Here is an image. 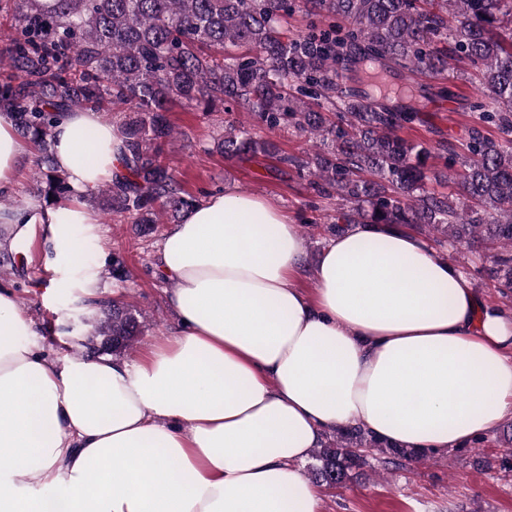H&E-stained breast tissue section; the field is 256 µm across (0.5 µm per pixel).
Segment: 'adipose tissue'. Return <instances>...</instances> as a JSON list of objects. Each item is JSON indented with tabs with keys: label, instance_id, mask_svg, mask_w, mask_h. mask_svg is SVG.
<instances>
[{
	"label": "adipose tissue",
	"instance_id": "obj_1",
	"mask_svg": "<svg viewBox=\"0 0 512 512\" xmlns=\"http://www.w3.org/2000/svg\"><path fill=\"white\" fill-rule=\"evenodd\" d=\"M53 162L79 196L124 171L99 112L67 113ZM32 148L0 113V195ZM97 218L31 199L0 208L12 241L33 225L67 262L74 225ZM304 244L264 197L209 196L171 224L158 266L178 335L133 360L48 361L14 293L0 290V512H322L300 465L356 425L441 450L512 419V315L398 224H353Z\"/></svg>",
	"mask_w": 512,
	"mask_h": 512
}]
</instances>
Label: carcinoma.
<instances>
[{
	"label": "carcinoma",
	"mask_w": 512,
	"mask_h": 512,
	"mask_svg": "<svg viewBox=\"0 0 512 512\" xmlns=\"http://www.w3.org/2000/svg\"><path fill=\"white\" fill-rule=\"evenodd\" d=\"M12 33L0 43V111L13 114L37 155L33 190L45 202L69 199L68 175L54 167L51 133L66 112L126 106L120 123L125 174L100 191L101 210L141 232L166 218L178 222L200 200L183 191L163 161L175 138L166 112L180 100L204 112L235 106L271 132L292 128L316 140L298 157L279 154L242 126L229 125L215 144L226 160L263 153L312 178L342 202L330 231L349 224H401L441 236L451 246L499 248L490 269L512 296V144L487 137L482 125L512 129V0H5ZM314 18L308 32L288 34L283 19ZM367 55L388 75L453 73L470 66L488 100L470 110L463 152L431 173L428 149L396 134L416 113L361 99L357 67ZM452 184L425 189L430 177ZM94 334L114 353L140 334L134 313L102 311ZM387 448L420 460L361 427H339L314 450L311 472L339 487L365 453Z\"/></svg>",
	"instance_id": "cac0c4a2"
}]
</instances>
